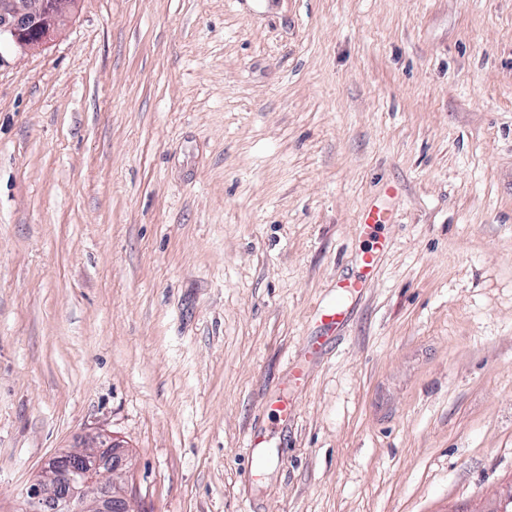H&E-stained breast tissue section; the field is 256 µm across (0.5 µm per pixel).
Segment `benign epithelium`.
Instances as JSON below:
<instances>
[{"label":"benign epithelium","mask_w":512,"mask_h":512,"mask_svg":"<svg viewBox=\"0 0 512 512\" xmlns=\"http://www.w3.org/2000/svg\"><path fill=\"white\" fill-rule=\"evenodd\" d=\"M73 0H0V48L30 51L55 36L70 15ZM77 449H61L42 464L22 497V512H130L114 484L98 490L103 471L127 468L123 445L97 435Z\"/></svg>","instance_id":"obj_1"}]
</instances>
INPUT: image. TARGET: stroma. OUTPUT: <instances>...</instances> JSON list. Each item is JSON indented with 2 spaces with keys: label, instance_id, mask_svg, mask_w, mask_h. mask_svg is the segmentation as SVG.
Instances as JSON below:
<instances>
[{
  "label": "stroma",
  "instance_id": "stroma-1",
  "mask_svg": "<svg viewBox=\"0 0 512 512\" xmlns=\"http://www.w3.org/2000/svg\"><path fill=\"white\" fill-rule=\"evenodd\" d=\"M99 432L134 512H497L512 0H76L0 55V512Z\"/></svg>",
  "mask_w": 512,
  "mask_h": 512
}]
</instances>
